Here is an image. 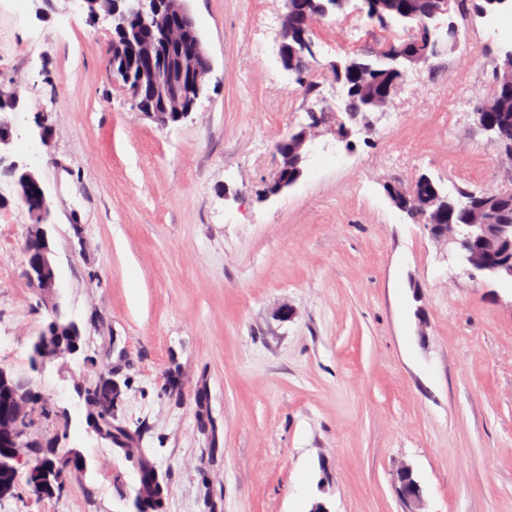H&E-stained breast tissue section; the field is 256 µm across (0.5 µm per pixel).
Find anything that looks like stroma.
Listing matches in <instances>:
<instances>
[{"label":"stroma","mask_w":512,"mask_h":512,"mask_svg":"<svg viewBox=\"0 0 512 512\" xmlns=\"http://www.w3.org/2000/svg\"><path fill=\"white\" fill-rule=\"evenodd\" d=\"M186 5L211 70L162 127L108 72L106 13L0 0V95L20 99L0 156L43 184L56 301L82 330L76 354L31 370L51 315L23 274L32 216L1 178L0 368L55 408L39 434L86 460L63 493L22 481L0 512H136V469L87 420L83 390L112 370L120 422L168 478L165 512H407L404 464L420 512H512V281L464 274L386 193L423 173L451 194L512 186L473 117L512 10L453 15L459 43L409 69L372 130L321 129L299 181L266 199L276 142L336 107L330 64L403 28L349 0L302 84L277 56L286 0ZM394 487L398 496L408 505L410 512H416L415 507L422 501V488L414 478L409 466H401L394 474Z\"/></svg>","instance_id":"obj_1"}]
</instances>
